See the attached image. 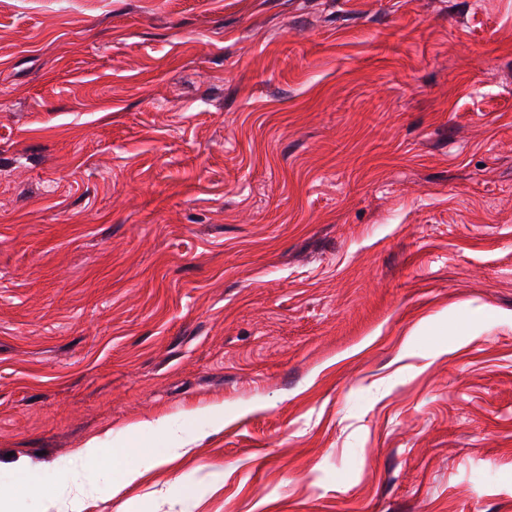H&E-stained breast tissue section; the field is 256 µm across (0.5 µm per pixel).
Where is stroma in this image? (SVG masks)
<instances>
[{
  "label": "stroma",
  "instance_id": "stroma-1",
  "mask_svg": "<svg viewBox=\"0 0 512 512\" xmlns=\"http://www.w3.org/2000/svg\"><path fill=\"white\" fill-rule=\"evenodd\" d=\"M92 439L86 512H512V0H0L20 512ZM170 436L173 443L171 448H161L159 452L147 451L139 453V464L136 468L125 469L122 473L124 484H130L136 481L143 473L151 468L158 466L164 459L179 458L189 454L193 448H186L192 443L191 440L183 435V429L178 424L170 427Z\"/></svg>",
  "mask_w": 512,
  "mask_h": 512
}]
</instances>
